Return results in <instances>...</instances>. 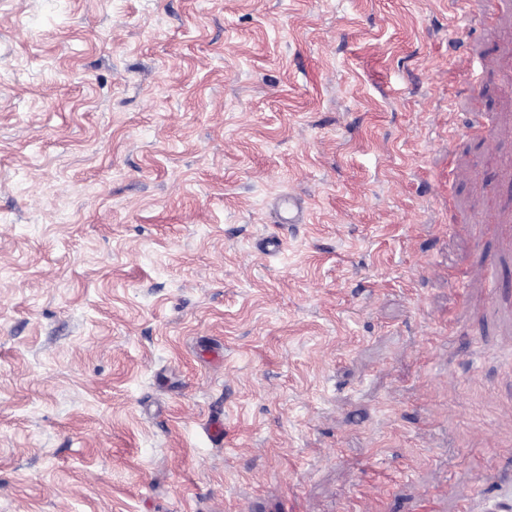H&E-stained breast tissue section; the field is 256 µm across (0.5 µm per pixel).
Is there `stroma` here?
<instances>
[{
  "label": "stroma",
  "mask_w": 512,
  "mask_h": 512,
  "mask_svg": "<svg viewBox=\"0 0 512 512\" xmlns=\"http://www.w3.org/2000/svg\"><path fill=\"white\" fill-rule=\"evenodd\" d=\"M483 9L0 0V512H457L512 478Z\"/></svg>",
  "instance_id": "stroma-1"
}]
</instances>
